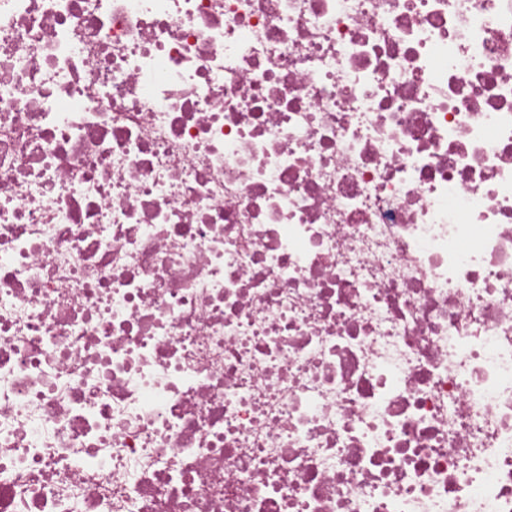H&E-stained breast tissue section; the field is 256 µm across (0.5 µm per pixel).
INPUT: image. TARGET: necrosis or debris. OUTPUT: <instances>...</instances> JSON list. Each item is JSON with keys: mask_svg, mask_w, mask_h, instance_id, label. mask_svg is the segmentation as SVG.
Wrapping results in <instances>:
<instances>
[{"mask_svg": "<svg viewBox=\"0 0 512 512\" xmlns=\"http://www.w3.org/2000/svg\"><path fill=\"white\" fill-rule=\"evenodd\" d=\"M0 512H512V0H0Z\"/></svg>", "mask_w": 512, "mask_h": 512, "instance_id": "4bbe7bcc", "label": "necrosis or debris"}]
</instances>
